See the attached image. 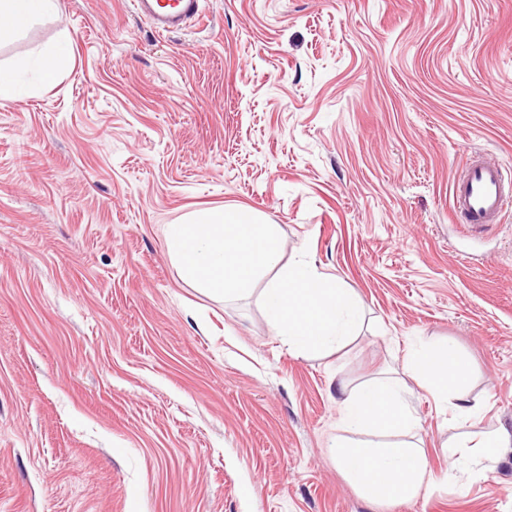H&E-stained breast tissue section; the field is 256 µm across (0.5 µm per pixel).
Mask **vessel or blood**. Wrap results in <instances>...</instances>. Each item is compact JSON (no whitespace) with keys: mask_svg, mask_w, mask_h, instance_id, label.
<instances>
[{"mask_svg":"<svg viewBox=\"0 0 512 512\" xmlns=\"http://www.w3.org/2000/svg\"><path fill=\"white\" fill-rule=\"evenodd\" d=\"M134 11L155 32L183 30L200 16V0H132ZM512 202V182L499 164L468 155L452 188V210L464 227L501 223L505 207Z\"/></svg>","mask_w":512,"mask_h":512,"instance_id":"1","label":"vessel or blood"}]
</instances>
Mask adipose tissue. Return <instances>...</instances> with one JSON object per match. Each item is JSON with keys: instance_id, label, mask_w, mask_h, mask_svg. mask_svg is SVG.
Returning <instances> with one entry per match:
<instances>
[{"instance_id": "obj_1", "label": "adipose tissue", "mask_w": 512, "mask_h": 512, "mask_svg": "<svg viewBox=\"0 0 512 512\" xmlns=\"http://www.w3.org/2000/svg\"><path fill=\"white\" fill-rule=\"evenodd\" d=\"M56 0H0V41L28 32L54 16ZM69 59L66 43L0 64V106L20 99L26 77L38 73L54 82ZM169 253L185 282L231 297L249 289L264 270L277 266L283 243L276 225L234 208L192 213L166 228ZM278 278L263 291L268 318L288 349L318 354L357 336L362 308L357 297L305 262L280 267ZM406 370L419 376L440 400H452L462 418L461 386L466 368L452 345L410 352ZM341 433L332 448L337 463L369 499H413L428 479V459L415 439L407 384L389 379L355 391L339 388Z\"/></svg>"}]
</instances>
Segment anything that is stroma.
Returning a JSON list of instances; mask_svg holds the SVG:
<instances>
[{
	"instance_id": "stroma-1",
	"label": "stroma",
	"mask_w": 512,
	"mask_h": 512,
	"mask_svg": "<svg viewBox=\"0 0 512 512\" xmlns=\"http://www.w3.org/2000/svg\"><path fill=\"white\" fill-rule=\"evenodd\" d=\"M160 36L129 0H57L55 82L0 106V512H512V211L460 233L466 150L512 169V0H201ZM247 208L360 298L291 354L262 294L193 288L167 225ZM453 343L474 415L406 378L432 482L362 495L330 457L340 382ZM468 446L450 465L447 446Z\"/></svg>"
}]
</instances>
